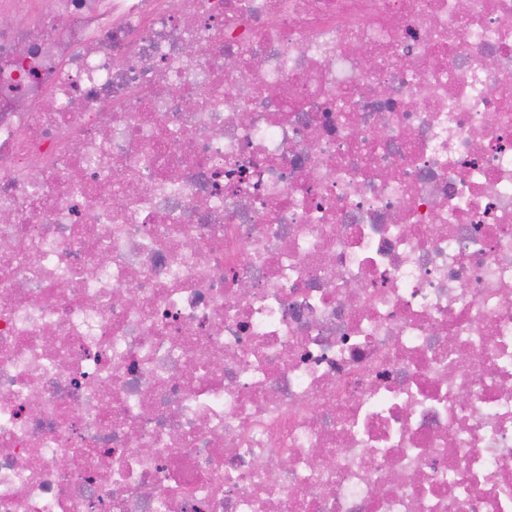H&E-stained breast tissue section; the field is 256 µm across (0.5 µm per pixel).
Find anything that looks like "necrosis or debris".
<instances>
[{"instance_id": "obj_1", "label": "necrosis or debris", "mask_w": 512, "mask_h": 512, "mask_svg": "<svg viewBox=\"0 0 512 512\" xmlns=\"http://www.w3.org/2000/svg\"><path fill=\"white\" fill-rule=\"evenodd\" d=\"M1 15L0 512H512V0Z\"/></svg>"}]
</instances>
